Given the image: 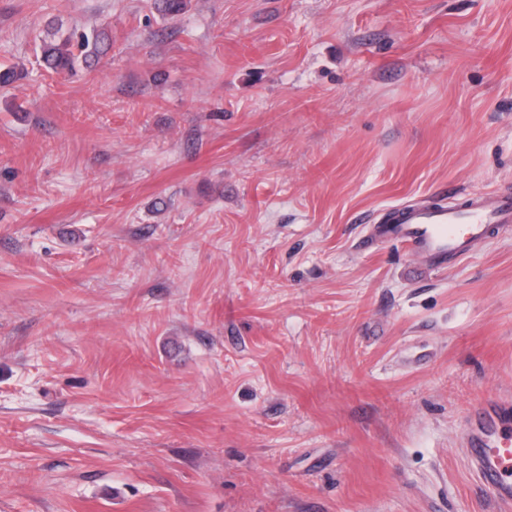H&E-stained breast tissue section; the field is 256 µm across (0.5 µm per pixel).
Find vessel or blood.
I'll return each instance as SVG.
<instances>
[{
  "label": "vessel or blood",
  "instance_id": "b4317fda",
  "mask_svg": "<svg viewBox=\"0 0 512 512\" xmlns=\"http://www.w3.org/2000/svg\"><path fill=\"white\" fill-rule=\"evenodd\" d=\"M512 225V192H488L462 206L393 208L378 226L430 262L443 264L468 254L490 227ZM467 457L499 504L512 507V408L495 399L483 403L464 438Z\"/></svg>",
  "mask_w": 512,
  "mask_h": 512
}]
</instances>
